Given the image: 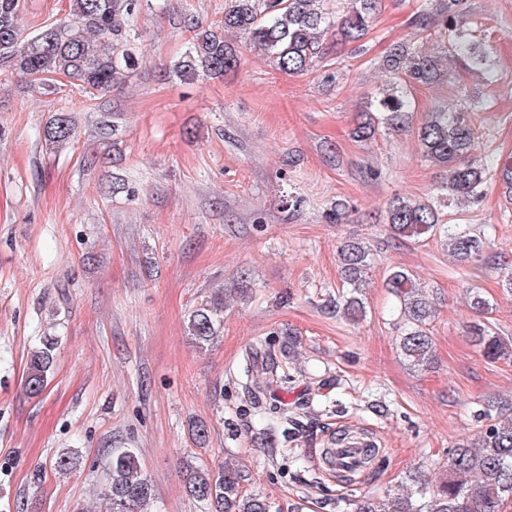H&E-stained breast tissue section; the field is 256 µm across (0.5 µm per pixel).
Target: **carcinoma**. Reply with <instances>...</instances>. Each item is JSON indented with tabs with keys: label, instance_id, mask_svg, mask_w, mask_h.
Segmentation results:
<instances>
[{
	"label": "carcinoma",
	"instance_id": "obj_1",
	"mask_svg": "<svg viewBox=\"0 0 512 512\" xmlns=\"http://www.w3.org/2000/svg\"><path fill=\"white\" fill-rule=\"evenodd\" d=\"M71 19L44 25L32 36L23 35L18 17L21 0H0V75H17L30 86L47 93L60 82L73 84L89 101L107 99L125 86L139 67V34L134 21L143 0H70ZM336 13L324 8V0H230L222 23L205 27L191 14L183 13L180 23L193 33L192 44L171 73L183 80L200 75L221 79L240 65L237 47L227 33L243 35L272 59L286 74L308 70L325 54L327 44L350 45L364 50V39L379 10L380 0H339ZM466 0H439L435 10L422 11L412 21L414 35L438 29L441 43L429 49L423 42L406 40L394 44L382 60L383 68L394 75L367 101L353 129L354 138L371 140L408 124L415 109L411 89L430 85L450 75L447 60L466 70L486 76L494 71V47L466 25ZM478 96L469 94L462 108L430 112L417 128V144L422 157L445 169L446 178L433 200L401 197L390 201L386 224L392 238H437L448 246L462 266L479 261L488 237L458 224L440 219L441 207L464 199L478 204L491 178L499 180L506 201L512 203V160L500 161L477 154L482 132L470 113L484 112ZM44 140L63 146L75 138L71 113L57 112L46 123ZM342 287L334 312L356 319L364 313L359 297L371 268V253L361 242L348 240L340 248ZM386 288L400 305L403 332L401 354L418 369L431 367L435 360L430 325L436 311L418 287L414 275L393 270ZM224 321V299L200 304L188 319L190 335L199 345L212 341ZM470 333L493 360H511L512 348L484 319L470 326ZM57 341L45 336L30 356L25 392L41 394L54 364ZM237 376L254 408L268 410L269 422L283 429L296 424L288 410L267 405L273 388L287 382L288 374L277 360L261 367L250 351L237 368ZM489 424L480 432L477 446L461 444L453 450L439 479L424 475L410 478V487L385 499L362 498L356 512H508L512 507V415L486 414ZM78 453H57L54 469L73 470ZM109 480L103 496L112 512H144L152 500V485L142 472L135 453L125 448L112 454ZM187 492L209 512H273L267 498L249 494L243 488L241 470L227 466L217 470L186 465Z\"/></svg>",
	"mask_w": 512,
	"mask_h": 512
}]
</instances>
